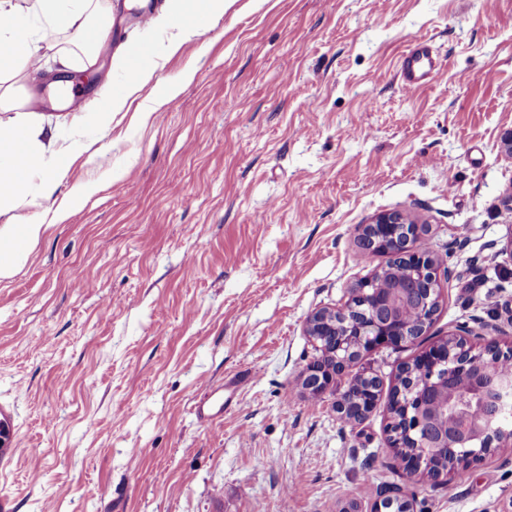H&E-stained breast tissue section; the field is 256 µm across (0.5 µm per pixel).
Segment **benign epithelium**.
Segmentation results:
<instances>
[{
	"label": "benign epithelium",
	"mask_w": 512,
	"mask_h": 512,
	"mask_svg": "<svg viewBox=\"0 0 512 512\" xmlns=\"http://www.w3.org/2000/svg\"><path fill=\"white\" fill-rule=\"evenodd\" d=\"M418 228L399 212L383 213L362 230L359 244L370 254L386 253L391 263L407 269L408 279L387 290L378 287L382 272L351 289L338 308H320L305 322L304 332L319 352L301 377L310 396L325 393L336 377L363 352L380 345L412 342L428 331V319L403 326L395 317L398 304L424 293L425 309L439 305L437 261L418 249ZM512 361V347L502 348L494 337L474 348L467 339L450 337L433 346L418 363L427 377H415L414 365L402 367L400 385L392 392L390 414L404 415L409 444H404L394 421L386 426L392 448L410 446L407 456L418 471L437 448L454 456L455 467H466L490 454V449L512 444V431L501 424L504 402L512 401V374L499 365ZM379 384L361 389L357 398L339 404V412L358 420L376 405Z\"/></svg>",
	"instance_id": "7a95c632"
}]
</instances>
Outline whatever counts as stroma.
Returning <instances> with one entry per match:
<instances>
[{
	"label": "stroma",
	"mask_w": 512,
	"mask_h": 512,
	"mask_svg": "<svg viewBox=\"0 0 512 512\" xmlns=\"http://www.w3.org/2000/svg\"><path fill=\"white\" fill-rule=\"evenodd\" d=\"M104 3L92 81L74 57L55 99L47 55L21 90L33 110L0 111L66 160L58 194L99 185L0 282V399L22 442L0 492L16 512H371L397 487L412 512H502L512 446L433 480L398 463L386 425L400 369L449 331L512 344V0H229L106 121L126 46L176 29L137 21L169 0ZM424 39L443 68L405 90L398 58ZM395 211L439 262L429 332L309 398L306 319L385 266L359 236ZM244 370L236 402L197 417L206 387ZM358 376L379 397L347 422L336 407ZM193 78L194 72L187 71L183 74L179 82L168 85L160 98L153 100L149 106L144 108L143 112H139L141 120L147 121L150 118L152 112L156 111L164 104L177 98L178 95L181 93L183 86L185 84L190 83L193 80Z\"/></svg>",
	"instance_id": "35a3bbf8"
}]
</instances>
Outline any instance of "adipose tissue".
I'll return each mask as SVG.
<instances>
[{
	"instance_id": "obj_1",
	"label": "adipose tissue",
	"mask_w": 512,
	"mask_h": 512,
	"mask_svg": "<svg viewBox=\"0 0 512 512\" xmlns=\"http://www.w3.org/2000/svg\"><path fill=\"white\" fill-rule=\"evenodd\" d=\"M169 17L179 20V35H195L199 18L223 13L224 0H170ZM37 15L53 33L96 31V42L84 44L86 66L97 62L99 44L105 43L110 28L103 22L101 0H0V42L11 45L9 54L0 56V110L23 111L17 84L26 79L30 60L37 58L44 40L42 31L26 20ZM64 176L63 165L23 124H0V212L13 209L18 198L31 186H39L44 198H51ZM46 224L26 221L0 225V282L11 279L28 261L39 243Z\"/></svg>"
}]
</instances>
